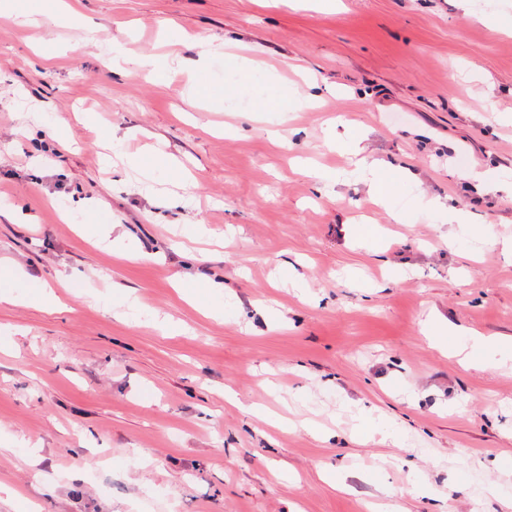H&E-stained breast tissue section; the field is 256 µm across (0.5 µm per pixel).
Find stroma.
<instances>
[{
    "label": "stroma",
    "mask_w": 512,
    "mask_h": 512,
    "mask_svg": "<svg viewBox=\"0 0 512 512\" xmlns=\"http://www.w3.org/2000/svg\"><path fill=\"white\" fill-rule=\"evenodd\" d=\"M74 7L0 11V289L59 299L0 303V512H504L512 199L467 175H512V0ZM228 40L247 86L218 73ZM124 48L156 77L109 67ZM275 81L283 111H256ZM432 314L464 335L431 343ZM358 170L369 181L370 195L384 204L389 202L394 195V184L392 181L380 177L375 162H369L367 158L363 157L358 161Z\"/></svg>",
    "instance_id": "35a3bbf8"
}]
</instances>
